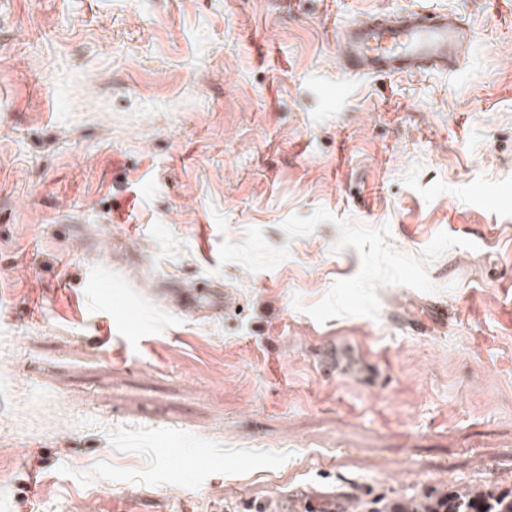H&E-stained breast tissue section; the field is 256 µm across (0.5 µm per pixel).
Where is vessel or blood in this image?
Listing matches in <instances>:
<instances>
[{"mask_svg":"<svg viewBox=\"0 0 512 512\" xmlns=\"http://www.w3.org/2000/svg\"><path fill=\"white\" fill-rule=\"evenodd\" d=\"M337 40L340 63L354 74H448L469 53L472 32L448 13L421 9L396 17L371 15L339 30ZM165 294L183 314L220 316L230 307L226 292L216 287L199 291L173 286Z\"/></svg>","mask_w":512,"mask_h":512,"instance_id":"vessel-or-blood-1","label":"vessel or blood"}]
</instances>
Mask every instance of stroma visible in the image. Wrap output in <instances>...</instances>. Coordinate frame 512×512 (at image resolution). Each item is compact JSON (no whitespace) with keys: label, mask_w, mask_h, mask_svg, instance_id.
<instances>
[{"label":"stroma","mask_w":512,"mask_h":512,"mask_svg":"<svg viewBox=\"0 0 512 512\" xmlns=\"http://www.w3.org/2000/svg\"><path fill=\"white\" fill-rule=\"evenodd\" d=\"M434 8L457 73L341 69ZM0 454V512L512 489V0H0ZM212 283V287L205 291H197L194 288H182L172 286L163 288V293L169 298L170 306L183 314L198 315L209 313L215 316H222L224 310L230 308L227 293L223 288Z\"/></svg>","instance_id":"stroma-1"}]
</instances>
